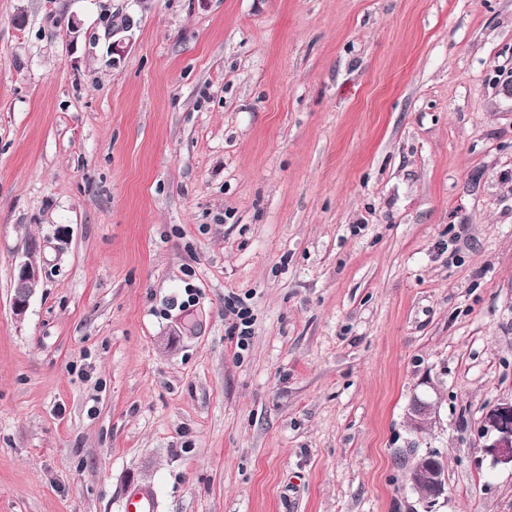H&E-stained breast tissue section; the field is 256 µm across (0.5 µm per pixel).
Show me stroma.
Here are the masks:
<instances>
[{"label": "stroma", "instance_id": "obj_1", "mask_svg": "<svg viewBox=\"0 0 512 512\" xmlns=\"http://www.w3.org/2000/svg\"><path fill=\"white\" fill-rule=\"evenodd\" d=\"M510 400L512 0H0V512H512ZM39 279L40 269L30 257L18 264L14 274L16 291L12 298L15 316L21 318L26 313ZM434 414L435 408L431 402L418 399L410 407L407 420L410 427L419 433L424 431L431 423ZM484 450L496 464L512 468V400L492 406L487 410L481 425ZM409 480L414 489H425L423 497L426 509H429L426 512H434L431 509L447 493L446 465L443 456L435 450L426 452L411 466Z\"/></svg>", "mask_w": 512, "mask_h": 512}]
</instances>
